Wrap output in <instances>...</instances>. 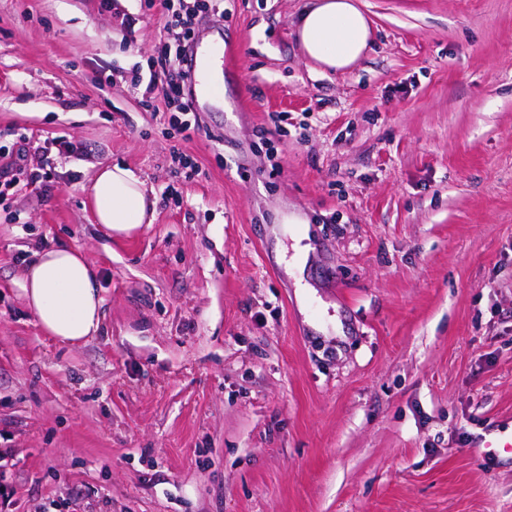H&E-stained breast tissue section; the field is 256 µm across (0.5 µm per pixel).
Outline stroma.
<instances>
[{"mask_svg": "<svg viewBox=\"0 0 512 512\" xmlns=\"http://www.w3.org/2000/svg\"><path fill=\"white\" fill-rule=\"evenodd\" d=\"M361 2L370 45L335 72L296 39L310 0H224L186 138L132 86L177 37L158 0H0V143L30 148L0 197L13 512H512L484 445L512 434V0ZM107 164L156 200L128 237L87 203ZM60 245L104 298L79 347L21 292Z\"/></svg>", "mask_w": 512, "mask_h": 512, "instance_id": "obj_1", "label": "stroma"}]
</instances>
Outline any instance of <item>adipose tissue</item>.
I'll list each match as a JSON object with an SVG mask.
<instances>
[{"label": "adipose tissue", "instance_id": "obj_1", "mask_svg": "<svg viewBox=\"0 0 512 512\" xmlns=\"http://www.w3.org/2000/svg\"><path fill=\"white\" fill-rule=\"evenodd\" d=\"M370 37V21L357 0H312L296 26L305 56L326 70L350 69ZM90 205L96 223L117 236L154 220L155 200L145 181L118 165L98 169ZM96 280V268L83 251L58 246L35 252L21 291L44 333L77 347L102 329L104 299Z\"/></svg>", "mask_w": 512, "mask_h": 512}]
</instances>
